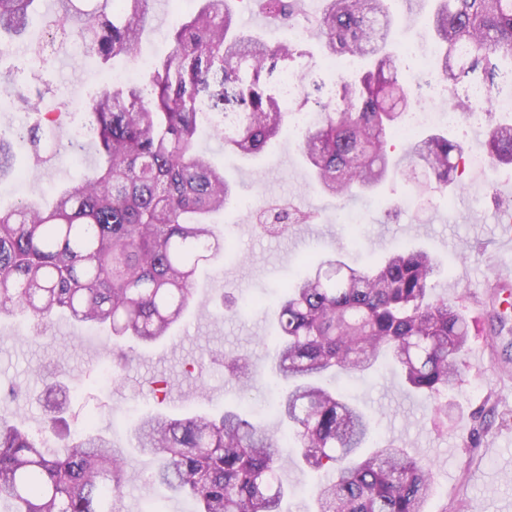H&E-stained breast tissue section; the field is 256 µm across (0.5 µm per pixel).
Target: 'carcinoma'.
<instances>
[{"label":"carcinoma","mask_w":512,"mask_h":512,"mask_svg":"<svg viewBox=\"0 0 512 512\" xmlns=\"http://www.w3.org/2000/svg\"><path fill=\"white\" fill-rule=\"evenodd\" d=\"M36 2L0 0V54L25 37ZM390 2L326 0L315 20L328 55L365 67L336 81V111H325L318 86L295 102L320 110L303 131L302 153L321 190L340 199L374 190L394 169L428 189L446 187L468 152L435 134L409 142L398 159L389 153L411 98L399 77L403 58L389 46ZM62 3L56 37L81 41L104 64L132 57L149 0ZM428 25L437 46L431 74L449 91L474 78L494 88L512 69V0H439ZM303 57L299 42L273 46L241 33L230 0H199L193 15L173 24L171 49L143 85L102 89L88 103L98 166L48 206L29 201L0 211V317L25 313L46 323L67 314L108 327L118 342L167 336L188 310L199 266L231 250L211 217L235 190L196 149L197 132L211 128L243 157L261 153L293 116L272 78ZM495 113L488 107L486 151L493 166H512V119ZM28 137L37 154L76 147L49 121ZM16 171L0 137V180ZM309 219L274 209L262 228L277 234ZM440 272L427 250L399 247L369 268L331 257L299 273L264 304L279 325L272 367L287 385L275 406L284 429L258 426L233 408L181 419L145 414L133 437L158 458L153 482L190 498L195 512H282L294 455L328 474L313 489L315 512H425L435 492L431 470L391 445L361 454L371 420L323 377H364L389 362L412 391L434 398L452 388L470 325L455 304L431 298ZM228 364L233 379L255 373L246 355ZM60 412L61 404L50 407L39 438L22 420L0 421V498L12 500L14 512H112L123 487L112 442L87 418L66 453L49 458L45 445L66 422Z\"/></svg>","instance_id":"1"}]
</instances>
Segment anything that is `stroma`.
<instances>
[{
    "mask_svg": "<svg viewBox=\"0 0 512 512\" xmlns=\"http://www.w3.org/2000/svg\"><path fill=\"white\" fill-rule=\"evenodd\" d=\"M196 7L197 0H149L138 52L152 63L162 59L176 16ZM432 9V0H398L394 43L432 47L424 24ZM129 66L126 60L101 65L80 46L40 63L19 52L0 57V73L10 75L18 94L36 88L44 93L37 112L17 97L0 104V135L11 142L22 168L19 177L0 182V209L51 195L96 167L99 155L91 137H82L78 160L57 156L42 162L17 132L43 112L59 110L60 133L71 138L84 125V109L104 88L105 76ZM198 148L223 168L240 204L216 217L233 254L198 274L184 323L123 358L105 331L65 317L41 335L33 321L1 319L0 388L18 394L0 399V418H23L34 432L43 428L45 385L54 372H63L70 427L93 416L124 460L125 482L112 501L114 512H143L148 501L159 512H186L185 503L151 484L155 458L135 447L126 407L183 418L238 406L254 421L276 428L281 387L269 371L266 340L277 324L264 310L250 308L249 299L290 278L301 259L313 253L327 257L339 248L344 259L363 262L396 246L421 247L441 263L435 296L453 301L471 326L461 380L436 401L409 391L400 374L389 369L364 381L343 377L336 385L371 418L374 444L406 449L428 464L436 492L426 512H512V223L498 207L512 199V168L496 169L489 179L464 163L456 185L445 190L420 196L395 176L373 192L341 200L315 185L291 128L254 159L225 153L220 139L207 131ZM268 201L296 206L313 219L268 234L251 213ZM464 246L469 249L465 259L459 256ZM228 354L250 356L257 375L244 384L228 377ZM107 366L112 376L106 380ZM437 402L447 405V419L435 414Z\"/></svg>",
    "mask_w": 512,
    "mask_h": 512,
    "instance_id": "1",
    "label": "stroma"
}]
</instances>
